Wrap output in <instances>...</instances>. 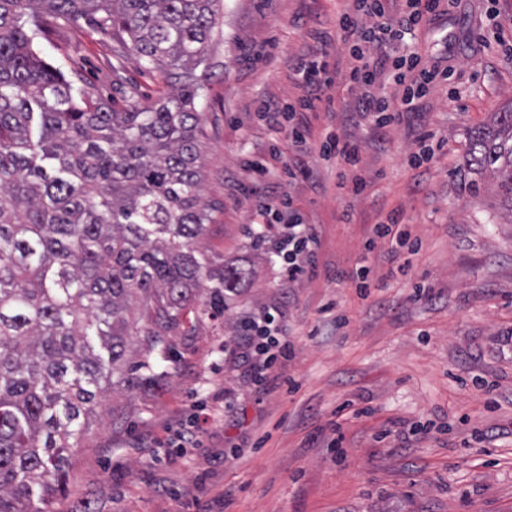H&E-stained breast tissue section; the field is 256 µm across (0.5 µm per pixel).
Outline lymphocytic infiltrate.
<instances>
[{
    "label": "lymphocytic infiltrate",
    "mask_w": 512,
    "mask_h": 512,
    "mask_svg": "<svg viewBox=\"0 0 512 512\" xmlns=\"http://www.w3.org/2000/svg\"><path fill=\"white\" fill-rule=\"evenodd\" d=\"M446 0H346L336 13V35L347 60L345 68L330 69L318 57L298 58L294 71L306 90L292 103L263 108L265 118L287 126L292 143L306 145L304 130L296 125L299 112L316 110L327 90L344 80L356 91L353 115L377 128L397 125L420 110L440 75L435 67L422 65L417 50L395 54L393 44L415 33L432 17L447 13ZM285 228L276 242L280 275L288 283L313 276L317 270L320 239L282 196L274 210ZM239 357L257 375H265L276 361L290 359L293 346L280 322L277 306H269L242 322Z\"/></svg>",
    "instance_id": "1"
}]
</instances>
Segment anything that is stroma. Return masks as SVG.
Returning <instances> with one entry per match:
<instances>
[{
	"instance_id": "1",
	"label": "stroma",
	"mask_w": 512,
	"mask_h": 512,
	"mask_svg": "<svg viewBox=\"0 0 512 512\" xmlns=\"http://www.w3.org/2000/svg\"><path fill=\"white\" fill-rule=\"evenodd\" d=\"M223 3L198 107L211 208L198 247L213 268L252 275L225 298L223 317L187 308L160 367L131 364L124 389L103 398L77 438L66 492L41 512L86 503L92 512H512V205L466 163L471 136L512 110V55L483 46L487 10L512 32V0H451L416 34L426 60L453 79L386 134L343 122L338 110L352 97L340 85L333 113L297 114L312 136L337 126L358 142L366 187L357 195L337 187L341 160L300 152L259 111L303 95L293 64L321 51L308 31L335 32L336 0ZM41 49L119 112L173 87L131 55L113 84L112 40L83 21L55 29ZM425 132L434 156L411 166ZM249 159L275 173L246 197ZM286 164L311 178L280 179ZM271 189L289 194L321 239L316 275L292 285L269 244L278 228L261 215ZM396 212L418 253L387 242L367 250L373 225ZM361 261L375 283L366 299L344 277ZM418 284L429 296L415 298ZM330 302L345 326L324 313ZM273 304L294 356L258 387L231 351L241 319ZM196 412L205 422L194 447H177Z\"/></svg>"
}]
</instances>
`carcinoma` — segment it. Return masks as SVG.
<instances>
[{"label":"carcinoma","mask_w":512,"mask_h":512,"mask_svg":"<svg viewBox=\"0 0 512 512\" xmlns=\"http://www.w3.org/2000/svg\"><path fill=\"white\" fill-rule=\"evenodd\" d=\"M221 0H0V512H41L74 444L134 357L151 368L196 289L202 313L251 271L214 273L197 243V70ZM85 19L174 80L169 96L116 112L35 50ZM467 165L512 200V111L470 142ZM148 314L139 326L132 305Z\"/></svg>","instance_id":"obj_1"}]
</instances>
